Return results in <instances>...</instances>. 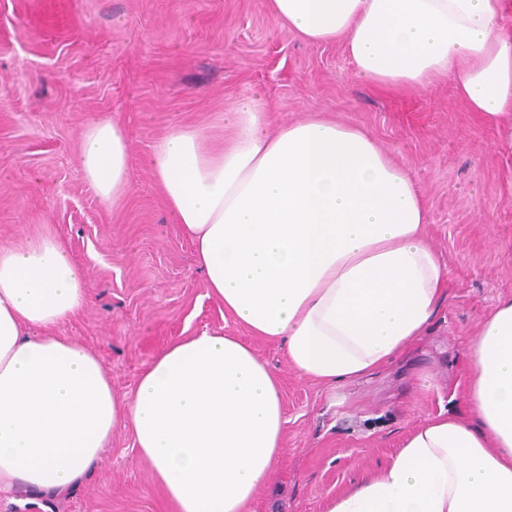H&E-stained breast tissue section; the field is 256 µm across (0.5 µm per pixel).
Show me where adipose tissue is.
<instances>
[{
  "mask_svg": "<svg viewBox=\"0 0 512 512\" xmlns=\"http://www.w3.org/2000/svg\"><path fill=\"white\" fill-rule=\"evenodd\" d=\"M280 25L343 42L358 79L392 90L448 78L512 160V0H267ZM231 135L174 126L151 168L224 317L283 342L304 378L336 388L392 362L448 294L414 179L363 129L318 115L274 125L261 94ZM78 165L103 203L125 195L131 144L87 124ZM86 303L56 236L0 248V490L65 491L112 434L135 445L177 512H244L283 452L279 381L238 337L202 331L155 355L118 401L100 359L55 335ZM465 410L429 417L396 457L327 512H512V296L468 353Z\"/></svg>",
  "mask_w": 512,
  "mask_h": 512,
  "instance_id": "ef3b65f1",
  "label": "adipose tissue"
}]
</instances>
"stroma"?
<instances>
[{
    "label": "stroma",
    "instance_id": "stroma-1",
    "mask_svg": "<svg viewBox=\"0 0 512 512\" xmlns=\"http://www.w3.org/2000/svg\"><path fill=\"white\" fill-rule=\"evenodd\" d=\"M255 91L275 121L318 112L371 133L415 179L445 266L448 295L428 333L340 389L300 376L282 342L225 324L149 168L165 130L217 126ZM94 117L119 119L131 141L128 190L112 205L76 162ZM495 140L448 80L380 90L355 77L343 43L301 40L266 0H0V247L63 241L87 300L56 332L96 352L118 398L182 337L223 330L253 347L280 381L286 423L281 459L246 512H326L428 417L462 407L471 340L512 296V169ZM0 512L176 510L121 429L93 474L60 493L17 487Z\"/></svg>",
    "mask_w": 512,
    "mask_h": 512
}]
</instances>
